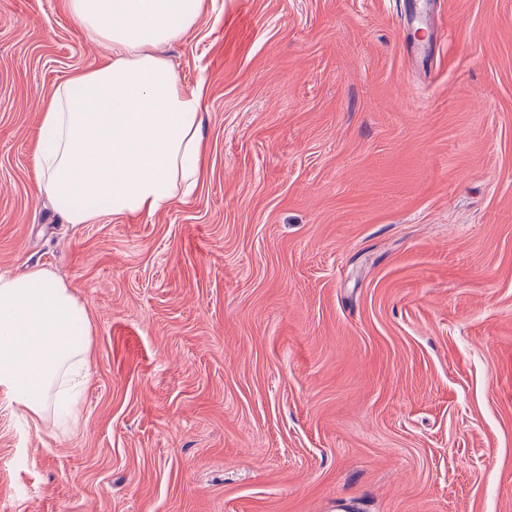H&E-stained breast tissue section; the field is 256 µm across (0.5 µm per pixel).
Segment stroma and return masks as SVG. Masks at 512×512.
Segmentation results:
<instances>
[{"label":"stroma","instance_id":"1","mask_svg":"<svg viewBox=\"0 0 512 512\" xmlns=\"http://www.w3.org/2000/svg\"><path fill=\"white\" fill-rule=\"evenodd\" d=\"M399 2L223 0L195 193L68 224L42 102L112 46L0 0V274L91 327L76 432L0 385V512H512V0Z\"/></svg>","mask_w":512,"mask_h":512}]
</instances>
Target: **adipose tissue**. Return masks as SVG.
<instances>
[{
  "mask_svg": "<svg viewBox=\"0 0 512 512\" xmlns=\"http://www.w3.org/2000/svg\"><path fill=\"white\" fill-rule=\"evenodd\" d=\"M112 57L59 85L42 114L39 190L70 224L154 214L201 177L204 86H185L160 50L195 28L205 0H66ZM70 289L32 266L0 276V383L31 421L69 412L88 379L89 329Z\"/></svg>",
  "mask_w": 512,
  "mask_h": 512,
  "instance_id": "adipose-tissue-1",
  "label": "adipose tissue"
}]
</instances>
